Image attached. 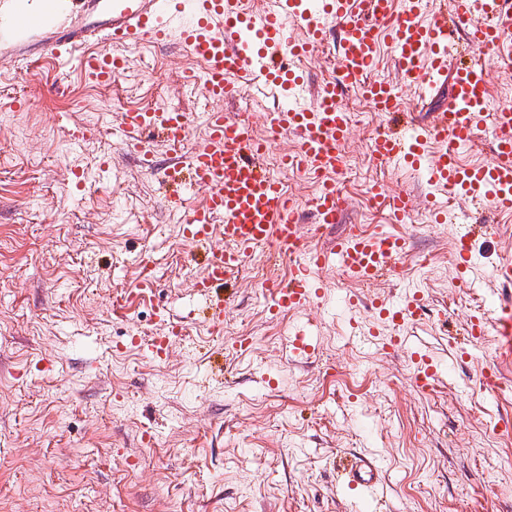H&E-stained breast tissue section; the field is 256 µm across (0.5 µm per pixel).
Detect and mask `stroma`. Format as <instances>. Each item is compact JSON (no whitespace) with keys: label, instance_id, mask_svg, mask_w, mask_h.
<instances>
[{"label":"stroma","instance_id":"35a3bbf8","mask_svg":"<svg viewBox=\"0 0 512 512\" xmlns=\"http://www.w3.org/2000/svg\"><path fill=\"white\" fill-rule=\"evenodd\" d=\"M124 54L119 80L100 86L74 64L0 53V512H359L337 469L352 455L383 470L374 512H512V475L499 474L512 435L498 428L512 420V369L506 389L484 392L476 372L493 342L464 334L512 256V220L466 208L459 223L432 224L418 210L393 227L368 210L374 180L419 197L431 187L372 164L369 140L393 121L351 90L345 104L368 117L351 127L356 166L339 179L349 207L316 243L352 225L397 230L408 242L397 273L358 287L329 268L324 304L273 321L258 254L229 288L222 334L196 321L155 360L131 339L162 333L156 306L200 312L190 281L202 263L179 233L184 211L167 204L172 183L113 135L117 115L168 103L189 114L195 145L210 110L263 133L274 93L258 81L243 98H209L183 81L193 61L174 40ZM481 223L496 231L473 240L469 287H452V240ZM410 289L427 312L409 336L450 366L428 392L413 387L406 352L368 340L367 308L336 306ZM118 290L132 297L120 316ZM299 327L314 352L297 362L288 333ZM238 336L248 351L228 349Z\"/></svg>","mask_w":512,"mask_h":512}]
</instances>
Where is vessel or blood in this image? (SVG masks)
<instances>
[{
    "mask_svg": "<svg viewBox=\"0 0 512 512\" xmlns=\"http://www.w3.org/2000/svg\"><path fill=\"white\" fill-rule=\"evenodd\" d=\"M429 0H267L262 11L245 0H112L105 23L109 53L82 56L79 65L93 81L111 85L125 70L122 48L142 39L166 44L178 36L200 65L198 79L213 98L235 100L257 79L287 91L284 103L268 115L272 136H292L295 146L284 154V171L316 177L318 186L309 207L319 227L340 223L347 199L336 184L341 150L350 138V119L341 101L361 88L373 111L396 115L402 110V91L419 97L448 91V104L419 124L404 120L400 128L380 130L369 142L374 164L399 163L426 176L435 192L416 198L407 191L373 182L369 194L387 212L390 223H407L416 209H424L431 223L453 224L457 213L450 201L465 198L473 207L512 214V109L492 106L490 73L512 65V0H452L450 12L428 17ZM301 34L289 36V23ZM92 35L75 25L52 36L46 49L57 60L68 61L73 49ZM393 50L400 83L375 76L382 44ZM335 46V75L314 98H306L298 69L282 63V56L302 60ZM207 133L198 147H190L187 113L152 108L120 113L115 131L125 146L136 152L144 169L157 165L152 149L161 143L168 170L187 174L188 187H204L203 202L186 208L182 234L195 245L211 246L203 271L193 282L209 313L213 333L224 328L227 299L224 282L240 276L261 249L268 261H289L287 280L268 282V311L272 317L319 304L324 296L321 271L336 266L344 280L371 285L394 273L406 250L404 235L366 233L352 226L328 247L309 249L303 225L283 179L270 175L264 159L268 142L258 139L244 115L221 111L204 115ZM490 127L494 152L490 161L463 164L457 154L472 143L481 127ZM221 245H214V238ZM473 236L464 232L454 240L456 279L466 286L472 270ZM380 323L369 334L386 352L410 349L412 382L420 391L439 382V363L425 349L408 348L405 331L424 316L420 294L407 293L398 301L369 303ZM158 317L165 333L146 342L152 357L166 355L174 338L183 336L184 322L172 321L166 308ZM473 341L493 337L494 358L480 368V388L498 392L503 370L512 366V302L502 300L474 311L465 324ZM345 486L366 497L379 484L376 460L356 456L342 469Z\"/></svg>",
    "mask_w": 512,
    "mask_h": 512,
    "instance_id": "vessel-or-blood-1",
    "label": "vessel or blood"
}]
</instances>
